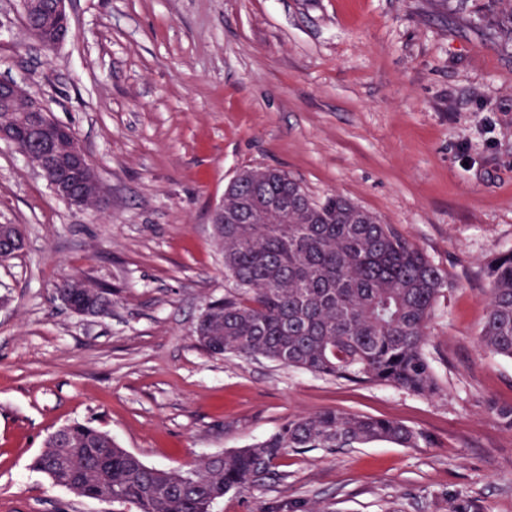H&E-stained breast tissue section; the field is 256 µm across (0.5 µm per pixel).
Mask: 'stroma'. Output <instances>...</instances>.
I'll list each match as a JSON object with an SVG mask.
<instances>
[{"label": "stroma", "instance_id": "obj_1", "mask_svg": "<svg viewBox=\"0 0 512 512\" xmlns=\"http://www.w3.org/2000/svg\"><path fill=\"white\" fill-rule=\"evenodd\" d=\"M52 50L0 0V79L70 125L105 186L57 198L0 143V512H138L34 470L83 422L179 469L325 409L400 422L404 448H290L215 512H512V358L483 349L488 265L512 252V13L497 0H70ZM278 167L395 225L447 277L424 353L433 398L209 354L192 328L224 295L213 205L242 170ZM112 290L85 319L64 278Z\"/></svg>", "mask_w": 512, "mask_h": 512}]
</instances>
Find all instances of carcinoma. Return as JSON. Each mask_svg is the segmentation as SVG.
Instances as JSON below:
<instances>
[{
    "mask_svg": "<svg viewBox=\"0 0 512 512\" xmlns=\"http://www.w3.org/2000/svg\"><path fill=\"white\" fill-rule=\"evenodd\" d=\"M224 190V298L206 303L193 335L212 355L261 356L308 372L376 382L424 397L440 385L424 353L427 322L448 280L392 224L339 194L314 198L288 172L246 169ZM288 200V211L270 206ZM263 224H238L246 208ZM480 342L512 358V253L490 265ZM419 434L396 421L336 409L288 420L242 450L204 457L187 469H159L107 432L74 422L52 433L32 467L89 499L139 512H210L233 490L270 473L287 448H356L376 441L404 447Z\"/></svg>",
    "mask_w": 512,
    "mask_h": 512,
    "instance_id": "obj_1",
    "label": "carcinoma"
}]
</instances>
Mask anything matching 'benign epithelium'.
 Here are the masks:
<instances>
[{
  "label": "benign epithelium",
  "mask_w": 512,
  "mask_h": 512,
  "mask_svg": "<svg viewBox=\"0 0 512 512\" xmlns=\"http://www.w3.org/2000/svg\"><path fill=\"white\" fill-rule=\"evenodd\" d=\"M68 0H20L23 16L32 13L40 17V25L31 29L32 39L49 50L66 40L70 21L66 9ZM0 112H7L24 123L25 133L41 135L39 147L29 151L25 160L34 173L42 178L60 199L79 210L87 208V199L104 197L102 182L90 164L83 148L55 140L50 128L71 133L69 127L51 118L42 102L23 85L13 80H0ZM61 303L70 312L83 317H99L103 311L65 295Z\"/></svg>",
  "instance_id": "1"
}]
</instances>
